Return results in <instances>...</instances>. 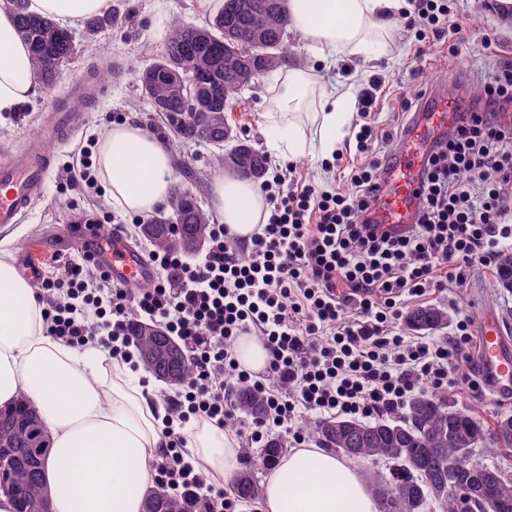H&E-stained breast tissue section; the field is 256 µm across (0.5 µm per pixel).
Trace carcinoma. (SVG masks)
I'll list each match as a JSON object with an SVG mask.
<instances>
[{"label": "carcinoma", "mask_w": 512, "mask_h": 512, "mask_svg": "<svg viewBox=\"0 0 512 512\" xmlns=\"http://www.w3.org/2000/svg\"><path fill=\"white\" fill-rule=\"evenodd\" d=\"M16 30L30 50L32 63L44 84H55L71 60L75 47L71 33L55 21L23 11L20 0H14ZM285 0H221L209 15L203 30L211 36L204 40L192 27L177 20L169 22L165 33L164 54L141 67L138 84L141 96L151 105L165 104L160 110L172 134V147L179 150L198 141H210L223 150L215 156L219 168L229 169L249 180H260L266 174L267 157L249 148V164L230 167L229 155L242 147L228 124L226 113L237 103L240 86L266 72L298 63L286 42L288 18ZM205 70L210 81L192 82L196 72ZM206 191L199 179L175 192L171 216L184 215L181 222L184 239L206 243L212 215L204 210L198 198ZM159 252L178 249L189 253L173 241L169 226L152 217L141 227ZM499 287L512 291V252L499 256ZM409 326L418 330H435L448 322L441 309L425 306L406 316ZM141 360L153 375L165 371L168 362L153 368L149 358L157 349L148 337L144 323L130 326ZM239 411L258 419L266 413L263 395L242 387L236 394ZM407 416L401 420H378L374 423L354 418L321 420L310 426V434L340 456L358 461L385 458L397 465L391 478L375 472L364 476L371 492L383 505V512H394L393 503H405L406 512H426L432 503L439 512H462L461 498L440 492L435 481L453 470L461 493L479 485L482 493L470 499L469 512H512V467L489 465L481 455L487 440V429L475 416L464 414L437 395H419L407 404ZM493 440L500 451L512 456V416L496 422ZM51 450V440L41 417L25 396L12 405L0 407V491L10 496L15 512H48V499L41 478V459ZM288 451L281 437L266 441L257 456V465L271 467ZM242 499H255L261 494L252 470L239 473L233 483ZM200 512V503L192 493L173 495L159 484L144 491L143 512Z\"/></svg>", "instance_id": "obj_1"}]
</instances>
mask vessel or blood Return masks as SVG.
Masks as SVG:
<instances>
[{"instance_id": "vessel-or-blood-1", "label": "vessel or blood", "mask_w": 512, "mask_h": 512, "mask_svg": "<svg viewBox=\"0 0 512 512\" xmlns=\"http://www.w3.org/2000/svg\"><path fill=\"white\" fill-rule=\"evenodd\" d=\"M74 116L63 107H55L50 120L39 130L40 141L30 147L9 152L0 162V228L18 223L35 200L45 191L52 165L49 149L53 141L74 134ZM421 144L431 143L445 129L443 118L435 114L434 103H427L419 122ZM420 156L416 153L400 155L396 167L402 173L400 183L402 211L400 223L412 220L415 194L419 189L417 173ZM80 245H94L97 259L108 271L112 281L131 287L156 279L157 273L145 257L116 235L104 236L96 228H79L75 233ZM479 355L482 373L491 389L500 395L512 394V345L508 344L493 313H485L480 336Z\"/></svg>"}]
</instances>
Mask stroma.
<instances>
[{"label":"stroma","instance_id":"35a3bbf8","mask_svg":"<svg viewBox=\"0 0 512 512\" xmlns=\"http://www.w3.org/2000/svg\"><path fill=\"white\" fill-rule=\"evenodd\" d=\"M487 0H450L453 13L463 15L467 39L462 46L452 40L427 44L425 56H417L414 35L403 24L395 26L394 51L390 56L365 65L347 57L319 72L326 85H354L362 89L367 78L375 73L387 76L388 84L378 102V120L384 127H395L400 111L398 97L411 80H418L427 90L447 83L449 76L462 74L459 92L478 95V83L492 67L502 60H512V27L501 25L496 15L487 10ZM218 5L217 0H111L109 13L112 22L97 31L86 25L73 27L76 55L55 87L39 86L34 97L20 106L17 112L0 123V160L12 149L24 147L36 140L37 130L46 120L56 101L73 103L70 92L73 80L86 74L101 77L104 95L97 105H82L74 135L57 145L53 151L52 167L45 195L39 199L18 224L0 228V251H9L17 270L32 266V284L43 277L63 274V263L77 254L68 240L65 229L75 225L78 217L90 214L114 215L115 210L103 191L86 193L71 187L68 166L81 146L109 129L115 118L139 124L146 131L164 136L163 117L153 112L150 104L140 98L137 70L160 58L164 50V35L171 19L187 26H199L208 13ZM276 72L252 80L243 88L237 104L228 112L229 125L238 136L250 140L260 151H267L264 132V112L268 87L274 83ZM217 150L208 146L191 145L172 157V174L176 185L189 184L197 175L213 181L218 171L211 162ZM432 306L445 310L449 323L438 330L447 335L450 323L468 317L473 334H480L486 309L498 317L512 312V292L499 288L497 273L492 269L475 268L463 293L461 306L449 303L447 295H436ZM456 408L480 418L486 428H494L497 419L512 415V398L498 397L489 388L467 389L449 394Z\"/></svg>","mask_w":512,"mask_h":512}]
</instances>
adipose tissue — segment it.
Segmentation results:
<instances>
[{
  "label": "adipose tissue",
  "mask_w": 512,
  "mask_h": 512,
  "mask_svg": "<svg viewBox=\"0 0 512 512\" xmlns=\"http://www.w3.org/2000/svg\"><path fill=\"white\" fill-rule=\"evenodd\" d=\"M108 2L26 0L24 7L75 26L105 11ZM405 7V0H287L289 26L312 61L286 68L268 90L266 137L275 156L295 160L335 151L353 117L352 90H328L313 64L386 54ZM33 76L11 0H0V120L35 95ZM97 166L118 212L151 214L173 196L170 147L135 123L112 125L101 135ZM210 192L222 224L250 238L266 216L260 188L224 173ZM22 395L52 440L41 473L51 512H142L148 465L169 446L162 402L129 363L45 336L36 290L6 253L0 255V405ZM188 446L208 480H233L241 448L232 431L195 422ZM261 501L263 512H377L353 461L314 446L293 449L264 476Z\"/></svg>",
  "instance_id": "obj_1"
}]
</instances>
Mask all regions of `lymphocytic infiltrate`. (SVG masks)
<instances>
[{
    "instance_id": "1",
    "label": "lymphocytic infiltrate",
    "mask_w": 512,
    "mask_h": 512,
    "mask_svg": "<svg viewBox=\"0 0 512 512\" xmlns=\"http://www.w3.org/2000/svg\"><path fill=\"white\" fill-rule=\"evenodd\" d=\"M408 3L403 16L417 42L465 34L448 0ZM385 83L371 75L357 96L353 157L338 152L322 162L338 170L337 183L312 184L294 166H272L261 184L268 219L249 241L215 224L195 259L147 251L159 272L148 288L114 285L84 253L42 280L46 336L130 359L127 327L144 319L186 346L193 374L166 398L171 447L153 479L171 493L196 494L205 512H235L236 503L195 468L188 428L198 419L224 427L237 414L238 387L267 401L264 417L243 429L248 441L278 429L301 446L296 423L305 414L371 420L419 393L480 386L467 365L468 318L445 338L408 335L401 319L412 301L459 294L475 266H494L512 244V62L491 73L477 101L456 102L448 132L424 152L414 219L402 228L380 223L376 210L396 145L419 115L401 98L405 122L382 128L375 111ZM250 335L270 356L258 374L234 358L237 339Z\"/></svg>"
}]
</instances>
